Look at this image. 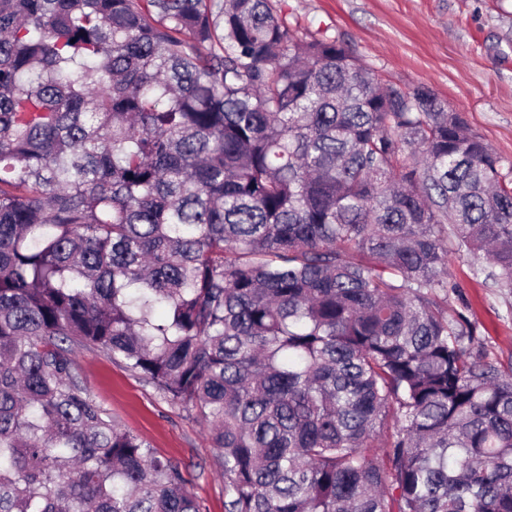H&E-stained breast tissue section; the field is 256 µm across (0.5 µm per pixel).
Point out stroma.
Instances as JSON below:
<instances>
[{
	"label": "stroma",
	"instance_id": "1",
	"mask_svg": "<svg viewBox=\"0 0 512 512\" xmlns=\"http://www.w3.org/2000/svg\"><path fill=\"white\" fill-rule=\"evenodd\" d=\"M298 35L346 42L382 82L430 87L512 168V0H273ZM477 258L452 257L449 314L477 328L489 357L512 358V293L476 276ZM91 396L157 454L178 461L206 512H224L218 451L195 413L171 404L119 362L75 353Z\"/></svg>",
	"mask_w": 512,
	"mask_h": 512
}]
</instances>
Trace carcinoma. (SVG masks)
Returning <instances> with one entry per match:
<instances>
[{
	"mask_svg": "<svg viewBox=\"0 0 512 512\" xmlns=\"http://www.w3.org/2000/svg\"><path fill=\"white\" fill-rule=\"evenodd\" d=\"M272 0H0V512H206L74 353L196 412L224 512H512V178ZM485 259L461 254L452 257L449 279L457 283V291L448 292V313L464 315L477 328L490 358L507 360L512 357V293L492 288L474 269Z\"/></svg>",
	"mask_w": 512,
	"mask_h": 512,
	"instance_id": "obj_1",
	"label": "carcinoma"
}]
</instances>
